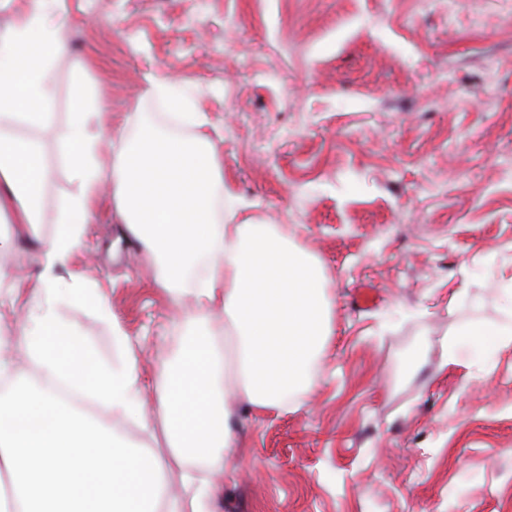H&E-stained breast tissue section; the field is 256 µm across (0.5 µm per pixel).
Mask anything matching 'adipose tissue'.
Segmentation results:
<instances>
[{
	"label": "adipose tissue",
	"instance_id": "ef3b65f1",
	"mask_svg": "<svg viewBox=\"0 0 512 512\" xmlns=\"http://www.w3.org/2000/svg\"><path fill=\"white\" fill-rule=\"evenodd\" d=\"M46 2L28 0L26 16L0 32V255L35 239L43 268L25 293L0 267V307L28 313L19 330L0 325V378L10 380L0 389V512H215L224 491L217 475L235 446L225 395L281 415L317 385L315 356L332 334L323 269L287 225L218 215L217 202L235 194L207 134L185 139L140 120L104 165L93 130L101 115L81 96L80 119L59 145L80 190L60 202L58 228L42 239L51 172L40 143L17 129L48 124L53 60L64 46ZM106 183L125 233L159 265L157 285L183 307L191 335L158 366L151 398L134 350L112 368L91 364L56 313L61 299L86 294L81 281L59 283L52 270L78 243ZM18 355L39 383L17 372ZM56 381L90 395L109 421L62 400ZM156 417L170 450L163 461L118 429L131 420L150 431Z\"/></svg>",
	"mask_w": 512,
	"mask_h": 512
}]
</instances>
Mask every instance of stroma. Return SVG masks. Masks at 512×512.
<instances>
[{
    "label": "stroma",
    "mask_w": 512,
    "mask_h": 512,
    "mask_svg": "<svg viewBox=\"0 0 512 512\" xmlns=\"http://www.w3.org/2000/svg\"><path fill=\"white\" fill-rule=\"evenodd\" d=\"M66 45L43 142L45 237L79 186L59 154L83 87L117 131L174 123L162 74L207 118L241 216L285 224L324 271L332 334L314 395L275 416L232 400L221 512H512V347L444 368L455 332L504 321L512 278V0H51ZM157 271L99 196L57 276L91 361L130 339L141 385L181 344ZM375 304L360 305L361 290ZM456 304H449L450 294ZM120 332H113V324ZM143 94L145 97H168L176 105L182 101L181 95L176 90L175 85L165 76L150 75L146 78V87Z\"/></svg>",
    "instance_id": "stroma-1"
}]
</instances>
